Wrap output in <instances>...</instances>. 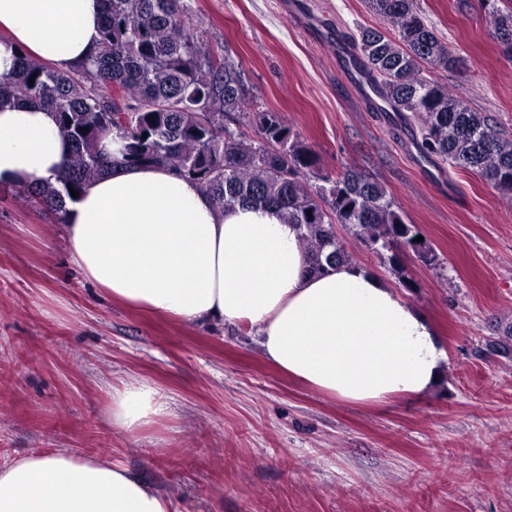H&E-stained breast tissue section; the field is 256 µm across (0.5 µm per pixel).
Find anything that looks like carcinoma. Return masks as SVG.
<instances>
[{
  "label": "carcinoma",
  "instance_id": "carcinoma-1",
  "mask_svg": "<svg viewBox=\"0 0 512 512\" xmlns=\"http://www.w3.org/2000/svg\"><path fill=\"white\" fill-rule=\"evenodd\" d=\"M104 2L99 39L85 60L59 70L23 53L0 75V105L52 110L72 146L58 185L37 178L19 184L27 204L65 224L71 191L80 193L118 168L164 166L197 183L221 210L281 209L286 223L298 227L314 272L351 262L336 235L342 224L412 289L399 250L412 247L419 232L379 181L355 167L322 173L317 153L284 116L247 111L240 71L200 39L183 0ZM484 3L503 53L512 58V0ZM368 5L391 29L368 27L352 40L377 95L417 127L420 154L464 167L512 197V136L425 75L427 65L453 70L462 60L425 23L418 0ZM84 127L89 131L81 132ZM112 134L123 141L118 157L101 146ZM490 351L512 355V319L498 324Z\"/></svg>",
  "mask_w": 512,
  "mask_h": 512
}]
</instances>
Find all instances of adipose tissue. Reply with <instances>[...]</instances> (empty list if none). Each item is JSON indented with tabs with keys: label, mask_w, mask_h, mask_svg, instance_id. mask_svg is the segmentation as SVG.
<instances>
[{
	"label": "adipose tissue",
	"mask_w": 512,
	"mask_h": 512,
	"mask_svg": "<svg viewBox=\"0 0 512 512\" xmlns=\"http://www.w3.org/2000/svg\"><path fill=\"white\" fill-rule=\"evenodd\" d=\"M102 0H0V74L18 51L65 70L96 43ZM68 154L50 110L0 107V184L56 181ZM70 258L112 300L181 321L250 329L261 354L305 387L356 406L419 398L448 354L432 323L349 263L309 272L295 225L274 208L219 210L194 182L126 167L66 204ZM143 381L112 393L133 432L165 414ZM0 512H177L173 499L102 457L34 454L0 466Z\"/></svg>",
	"instance_id": "1"
}]
</instances>
